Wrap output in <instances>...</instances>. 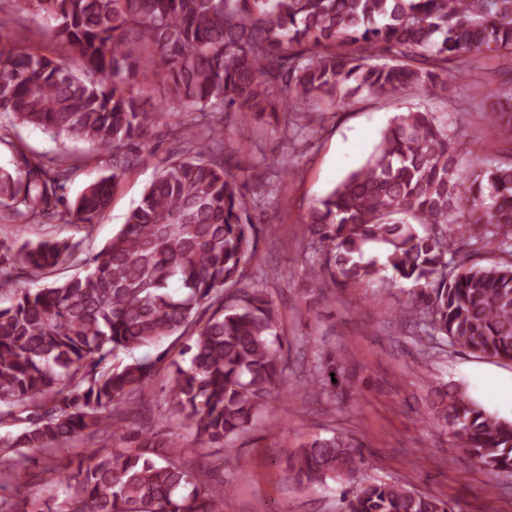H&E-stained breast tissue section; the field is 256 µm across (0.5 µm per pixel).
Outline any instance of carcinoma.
<instances>
[{"instance_id": "1", "label": "carcinoma", "mask_w": 512, "mask_h": 512, "mask_svg": "<svg viewBox=\"0 0 512 512\" xmlns=\"http://www.w3.org/2000/svg\"><path fill=\"white\" fill-rule=\"evenodd\" d=\"M45 26L40 40L4 44L0 116L111 153L112 173L71 204L64 158L18 154L0 168V208L27 224H73L78 240L0 239V512H224L233 484L195 465L172 428L131 416L161 370L177 427L217 452L253 429L287 391L286 340L267 278L250 276L258 227L246 181L229 171L220 110L244 125L278 100L303 127L327 105L365 93L393 97L448 88V64L512 58V0H14ZM66 49L77 67L43 41ZM395 63H370L375 51ZM162 78L155 106L140 84ZM476 139L496 158L482 168L451 147L428 112L397 115L362 165L310 208V291L362 286L391 274L408 299L391 323L475 355L512 361V261L479 264L464 245L512 257V89L482 105ZM165 125L180 148L112 239L87 260L91 228L149 133ZM84 266L65 280L61 270ZM21 277L45 281L18 288ZM190 336L188 362L121 352ZM303 391L353 394L326 353L299 377ZM437 422L473 462L512 474V421L487 413L460 386L435 390ZM45 451L64 457L34 474ZM299 483L347 485L342 512H454L448 501L365 476L366 444L352 432L312 435L287 460ZM33 487L23 503L10 491ZM50 487L45 498L37 489Z\"/></svg>"}]
</instances>
